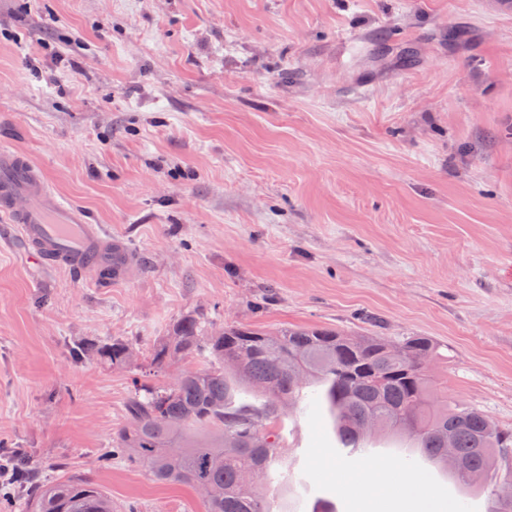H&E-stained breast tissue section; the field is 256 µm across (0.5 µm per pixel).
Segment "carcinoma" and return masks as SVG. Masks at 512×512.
<instances>
[{
  "instance_id": "obj_1",
  "label": "carcinoma",
  "mask_w": 512,
  "mask_h": 512,
  "mask_svg": "<svg viewBox=\"0 0 512 512\" xmlns=\"http://www.w3.org/2000/svg\"><path fill=\"white\" fill-rule=\"evenodd\" d=\"M129 351L130 344L120 340H90L74 356L124 367ZM439 355L438 343L428 336H409L396 346L327 328L270 333L227 326L208 333L187 315L154 343L149 369L161 373L173 360L190 356L204 359L205 366L155 387L133 380L127 424L116 429L97 461L145 467L159 482L202 490L203 512H281L275 509L276 490L265 482L282 463L271 424L286 409L305 414L323 402L340 447L366 448L375 433L406 438L410 468L415 453L448 465L453 439L454 477L467 486L472 475L487 476L512 452V431L448 398L429 375ZM300 364L309 375L299 382L292 370ZM256 386L267 388L260 404L239 400ZM367 419L376 429L364 435L360 424ZM8 462L15 477L0 488V512H112V499L82 472L47 481L25 448L10 451Z\"/></svg>"
}]
</instances>
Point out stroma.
<instances>
[{"instance_id":"obj_1","label":"stroma","mask_w":512,"mask_h":512,"mask_svg":"<svg viewBox=\"0 0 512 512\" xmlns=\"http://www.w3.org/2000/svg\"><path fill=\"white\" fill-rule=\"evenodd\" d=\"M27 156L140 265L42 272L0 221V453L92 475L113 512H202L143 467H95L132 374L71 359L119 338L146 361L204 329L432 337L448 395L512 430V0H0V148ZM289 512L466 501L378 438L338 451L324 410L282 415ZM410 488L409 486L403 485L398 477L393 476L389 486L388 500L384 504V511L403 512L404 503L408 497Z\"/></svg>"}]
</instances>
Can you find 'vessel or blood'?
<instances>
[{
	"label": "vessel or blood",
	"mask_w": 512,
	"mask_h": 512,
	"mask_svg": "<svg viewBox=\"0 0 512 512\" xmlns=\"http://www.w3.org/2000/svg\"><path fill=\"white\" fill-rule=\"evenodd\" d=\"M0 217L15 224L30 257L46 268L63 267L99 281L105 267L125 280L136 254L90 223L85 212L52 192L41 170L12 150H0Z\"/></svg>",
	"instance_id": "obj_1"
}]
</instances>
